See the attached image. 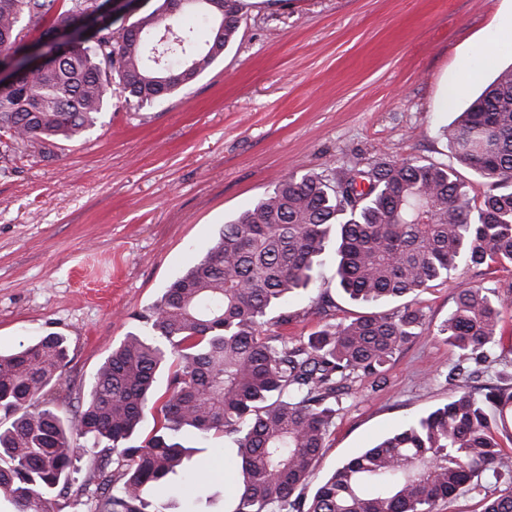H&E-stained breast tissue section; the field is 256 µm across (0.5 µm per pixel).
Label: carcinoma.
Wrapping results in <instances>:
<instances>
[{
	"label": "carcinoma",
	"instance_id": "1",
	"mask_svg": "<svg viewBox=\"0 0 512 512\" xmlns=\"http://www.w3.org/2000/svg\"><path fill=\"white\" fill-rule=\"evenodd\" d=\"M159 0L114 37L109 0H0V55L15 81L0 88V159L33 143L51 155L95 127L112 76L141 102L189 86L237 39L241 0L193 9ZM102 12L95 38L83 22ZM208 17L199 41L183 18ZM60 29L79 43L29 55L24 39ZM455 159L489 181L477 206L453 167L418 159L341 169L333 179L290 175L220 231L206 254L136 316L138 325L95 373L77 423L61 418L45 389L68 364L66 340L46 335L0 353V505L56 512L86 445L100 449L94 512H173L186 492L174 479L213 436L230 439L231 512H434L436 503L489 484L511 487L483 512H512V383L468 386L404 430L348 459L307 496L351 374L381 375L421 336L417 296L451 271L512 264V64L497 70L458 119L443 128ZM336 239V279L350 299L385 303L328 323L288 346L264 333L267 312L317 281ZM512 288H460L436 335L464 360L485 362L503 336ZM168 370L164 393L157 376ZM150 432H141L145 417Z\"/></svg>",
	"mask_w": 512,
	"mask_h": 512
}]
</instances>
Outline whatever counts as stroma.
Listing matches in <instances>:
<instances>
[{"mask_svg": "<svg viewBox=\"0 0 512 512\" xmlns=\"http://www.w3.org/2000/svg\"><path fill=\"white\" fill-rule=\"evenodd\" d=\"M237 40L190 86L144 104L113 86L97 126L53 156L18 145L0 167V352L55 333L70 362L46 399L69 420L135 317L213 245L220 228L288 175L334 174L380 159L452 163L441 129L512 63V0H244ZM460 84L454 102L449 85ZM512 265L461 266L418 298L423 335L384 375L354 373L315 478L448 403V372L501 383L512 362V308L494 360L459 361L435 329L459 287L505 288ZM317 291L268 335L306 341L325 323L368 312L336 285L327 252Z\"/></svg>", "mask_w": 512, "mask_h": 512, "instance_id": "1", "label": "stroma"}]
</instances>
